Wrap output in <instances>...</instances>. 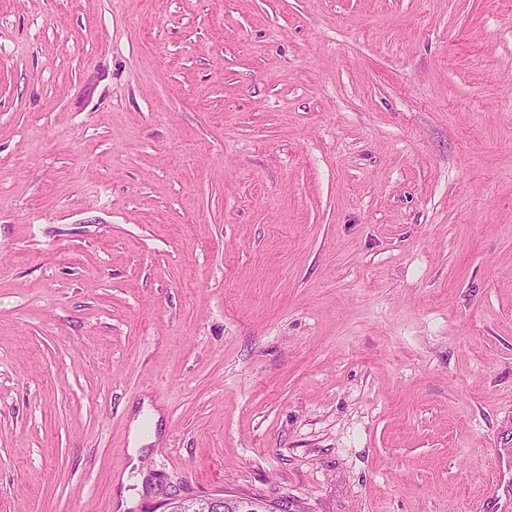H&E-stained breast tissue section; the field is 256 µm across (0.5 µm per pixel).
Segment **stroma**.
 I'll return each mask as SVG.
<instances>
[{
	"mask_svg": "<svg viewBox=\"0 0 512 512\" xmlns=\"http://www.w3.org/2000/svg\"><path fill=\"white\" fill-rule=\"evenodd\" d=\"M507 8L0 0V512H512ZM277 502L267 504L261 498H246L245 500L235 497H229L224 499L223 496H212L207 498L198 499L196 502L185 503L183 505L186 510L183 512H267L276 511L274 506Z\"/></svg>",
	"mask_w": 512,
	"mask_h": 512,
	"instance_id": "1",
	"label": "stroma"
}]
</instances>
